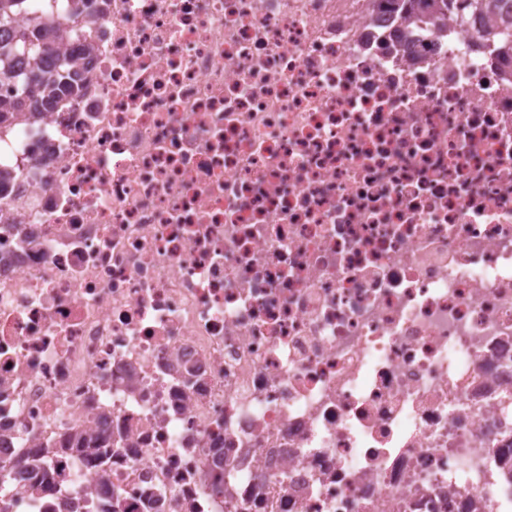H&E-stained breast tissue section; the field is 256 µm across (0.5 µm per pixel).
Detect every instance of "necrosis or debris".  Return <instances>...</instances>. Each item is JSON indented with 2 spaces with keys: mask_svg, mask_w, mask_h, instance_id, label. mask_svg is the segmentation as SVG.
Listing matches in <instances>:
<instances>
[{
  "mask_svg": "<svg viewBox=\"0 0 512 512\" xmlns=\"http://www.w3.org/2000/svg\"><path fill=\"white\" fill-rule=\"evenodd\" d=\"M28 9L60 17L81 81L0 127L10 512H512L495 16L438 33L381 0ZM26 458L53 471L42 496Z\"/></svg>",
  "mask_w": 512,
  "mask_h": 512,
  "instance_id": "1",
  "label": "necrosis or debris"
}]
</instances>
